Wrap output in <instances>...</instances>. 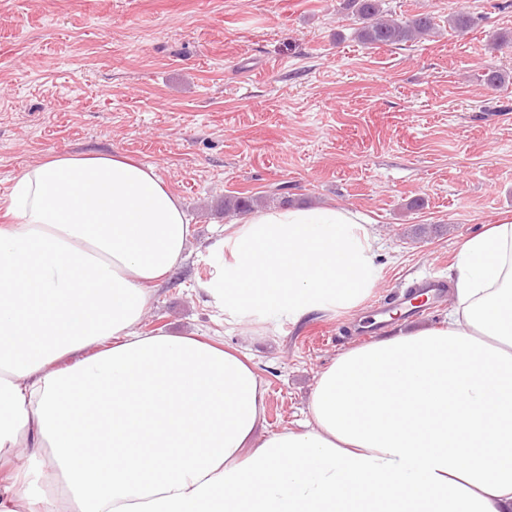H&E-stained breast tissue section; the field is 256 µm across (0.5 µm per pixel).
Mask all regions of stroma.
<instances>
[{"label": "stroma", "mask_w": 512, "mask_h": 512, "mask_svg": "<svg viewBox=\"0 0 512 512\" xmlns=\"http://www.w3.org/2000/svg\"><path fill=\"white\" fill-rule=\"evenodd\" d=\"M384 7L432 14L437 31L369 49L343 0H0V197L52 153L153 166L194 233L141 330L220 336L248 355L266 388L263 435L299 429L319 374L365 344L353 328L370 309L225 317L198 291L238 220L225 197L366 215L380 268L370 301L447 275L464 240L512 216V0ZM460 10L475 19L463 34L448 27ZM492 70L505 77L494 89Z\"/></svg>", "instance_id": "obj_1"}]
</instances>
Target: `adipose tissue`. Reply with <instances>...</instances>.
<instances>
[{
	"label": "adipose tissue",
	"instance_id": "ef3b65f1",
	"mask_svg": "<svg viewBox=\"0 0 512 512\" xmlns=\"http://www.w3.org/2000/svg\"><path fill=\"white\" fill-rule=\"evenodd\" d=\"M0 209V512H512V218L463 242L439 325L343 352L303 430L261 438L244 355L140 330L193 234L152 166L52 154ZM222 247L199 289L241 323L351 310L379 279L346 208L259 210Z\"/></svg>",
	"mask_w": 512,
	"mask_h": 512
}]
</instances>
